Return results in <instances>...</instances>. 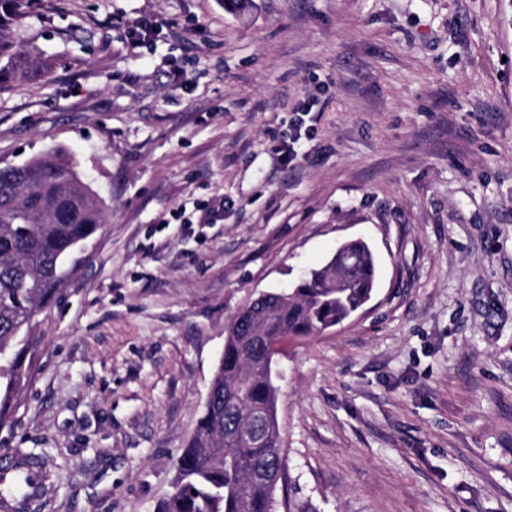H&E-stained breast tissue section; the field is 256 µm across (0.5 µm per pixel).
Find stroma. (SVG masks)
<instances>
[{"label":"stroma","mask_w":512,"mask_h":512,"mask_svg":"<svg viewBox=\"0 0 512 512\" xmlns=\"http://www.w3.org/2000/svg\"><path fill=\"white\" fill-rule=\"evenodd\" d=\"M255 3L33 0L15 27L49 74L0 85V166L67 151L107 216L0 427L42 464L32 512H156L227 322L352 239L372 300L276 357L279 512H512V0Z\"/></svg>","instance_id":"35a3bbf8"}]
</instances>
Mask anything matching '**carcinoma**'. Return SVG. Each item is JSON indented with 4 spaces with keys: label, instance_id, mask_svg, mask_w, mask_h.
Wrapping results in <instances>:
<instances>
[{
    "label": "carcinoma",
    "instance_id": "obj_1",
    "mask_svg": "<svg viewBox=\"0 0 512 512\" xmlns=\"http://www.w3.org/2000/svg\"><path fill=\"white\" fill-rule=\"evenodd\" d=\"M28 8L29 0H0L15 20ZM29 65L13 30L0 24V82L25 78ZM103 223L102 200L65 152L0 167V426L29 371L25 332L67 277L68 258ZM376 274L369 245L347 241L296 286L232 316L204 411L176 460L177 488L159 512H277L272 479L285 464L273 378L279 345L351 319L371 300Z\"/></svg>",
    "mask_w": 512,
    "mask_h": 512
}]
</instances>
